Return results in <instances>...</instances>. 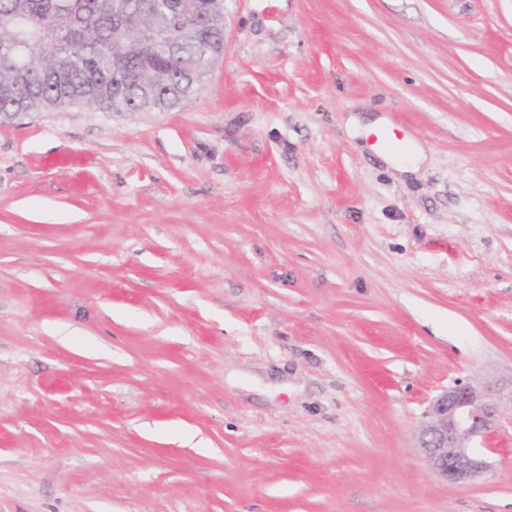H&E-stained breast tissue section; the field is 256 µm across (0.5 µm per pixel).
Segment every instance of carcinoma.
Returning a JSON list of instances; mask_svg holds the SVG:
<instances>
[{
  "label": "carcinoma",
  "mask_w": 512,
  "mask_h": 512,
  "mask_svg": "<svg viewBox=\"0 0 512 512\" xmlns=\"http://www.w3.org/2000/svg\"><path fill=\"white\" fill-rule=\"evenodd\" d=\"M0 0V116L88 105L166 112L219 58L224 0ZM67 36V45L52 42Z\"/></svg>",
  "instance_id": "cac0c4a2"
}]
</instances>
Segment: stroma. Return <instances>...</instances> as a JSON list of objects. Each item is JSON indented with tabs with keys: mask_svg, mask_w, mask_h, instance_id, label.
Listing matches in <instances>:
<instances>
[{
	"mask_svg": "<svg viewBox=\"0 0 512 512\" xmlns=\"http://www.w3.org/2000/svg\"><path fill=\"white\" fill-rule=\"evenodd\" d=\"M224 42L172 111L0 121V512H512V0H224ZM459 379L499 417L448 482ZM496 408L482 403L469 383L458 380L429 404L422 416L417 436L431 469L442 479L462 481L481 474L486 462L474 448V441L485 435L496 420Z\"/></svg>",
	"mask_w": 512,
	"mask_h": 512,
	"instance_id": "obj_1",
	"label": "stroma"
}]
</instances>
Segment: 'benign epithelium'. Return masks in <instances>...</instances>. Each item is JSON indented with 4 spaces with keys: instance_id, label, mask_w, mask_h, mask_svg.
Segmentation results:
<instances>
[{
    "instance_id": "benign-epithelium-1",
    "label": "benign epithelium",
    "mask_w": 512,
    "mask_h": 512,
    "mask_svg": "<svg viewBox=\"0 0 512 512\" xmlns=\"http://www.w3.org/2000/svg\"><path fill=\"white\" fill-rule=\"evenodd\" d=\"M496 420V408L481 402L470 384L457 381L429 404L417 436L431 469L449 481L472 479L486 469L474 441Z\"/></svg>"
}]
</instances>
